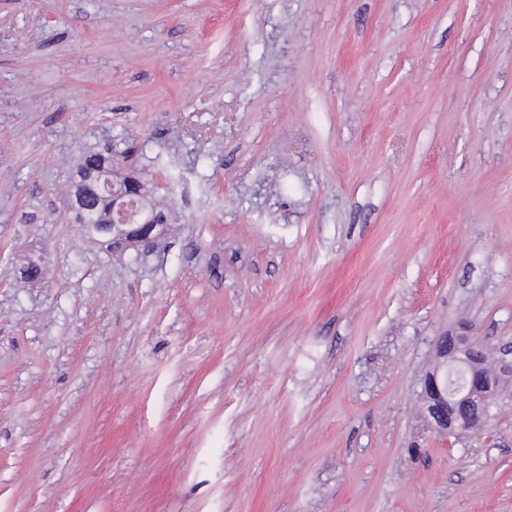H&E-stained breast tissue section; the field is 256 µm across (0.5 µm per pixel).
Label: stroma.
I'll use <instances>...</instances> for the list:
<instances>
[{
	"label": "stroma",
	"mask_w": 512,
	"mask_h": 512,
	"mask_svg": "<svg viewBox=\"0 0 512 512\" xmlns=\"http://www.w3.org/2000/svg\"><path fill=\"white\" fill-rule=\"evenodd\" d=\"M123 138L172 226L68 200ZM40 265L39 278L23 274ZM512 0H0V512H512ZM107 149L99 154H105ZM97 152H86L78 156L76 170L78 177L88 179L93 168L98 164L100 156ZM115 154L95 168L92 172L91 182L80 181L74 190L72 209L79 214L93 211L92 200L100 193H106L112 200V207L108 214L109 203L101 200L95 218L100 223L85 224V229L93 238L107 247L110 252L124 253L130 248L149 252L153 249L158 236L156 230L161 224H167V215L158 209L153 199V192L146 189L136 178L119 172V165L115 162ZM143 198L147 209L135 212L137 203ZM151 211V212H150ZM159 219L160 224H157ZM472 327L465 335L451 333L439 336L435 344L438 365L423 382L422 398L428 407L425 422L442 435L477 434L488 416V407L497 392L498 383L492 375L472 367L474 360L493 372L488 365L486 344L472 336Z\"/></svg>",
	"instance_id": "1"
}]
</instances>
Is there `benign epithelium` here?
Masks as SVG:
<instances>
[{
    "label": "benign epithelium",
    "instance_id": "7a95c632",
    "mask_svg": "<svg viewBox=\"0 0 512 512\" xmlns=\"http://www.w3.org/2000/svg\"><path fill=\"white\" fill-rule=\"evenodd\" d=\"M106 193L112 200L104 224H87L93 238L115 253L131 248L153 249L159 227L154 214L136 210L144 196V185L119 172L114 156H109L92 172L91 182H79L74 190L72 209L80 214L93 210L92 200ZM443 335L435 344L438 365L423 382L422 398L428 407L426 423L442 435L476 434L488 416V407L497 392L495 377L472 367L474 352L486 344L472 335Z\"/></svg>",
    "mask_w": 512,
    "mask_h": 512
}]
</instances>
